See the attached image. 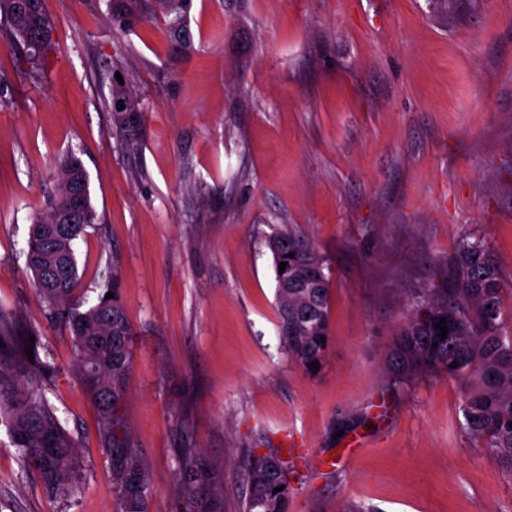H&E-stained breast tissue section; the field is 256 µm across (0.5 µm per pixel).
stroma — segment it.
Here are the masks:
<instances>
[{"instance_id": "stroma-1", "label": "stroma", "mask_w": 512, "mask_h": 512, "mask_svg": "<svg viewBox=\"0 0 512 512\" xmlns=\"http://www.w3.org/2000/svg\"><path fill=\"white\" fill-rule=\"evenodd\" d=\"M193 42L108 0H43L40 74L0 36V311L41 334L45 398L77 449L46 494L0 419V512H117L111 462L70 334L27 265L34 210L77 152L99 221L74 244L78 301L116 279L134 327L120 407L175 512L180 422L240 512L253 458L288 450V512H512V480L461 431V387L386 384L417 289L448 286L460 235L512 276V0H192ZM143 120L129 147L113 88ZM293 225L331 269L313 374L278 335L268 235ZM349 453L334 461L336 449Z\"/></svg>"}]
</instances>
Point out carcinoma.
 <instances>
[{
	"label": "carcinoma",
	"mask_w": 512,
	"mask_h": 512,
	"mask_svg": "<svg viewBox=\"0 0 512 512\" xmlns=\"http://www.w3.org/2000/svg\"><path fill=\"white\" fill-rule=\"evenodd\" d=\"M118 18H169L171 40L182 50L191 48L185 19L191 0H109ZM54 22L42 0H0V34L21 49L31 68L40 69L52 49ZM112 117L129 140L142 120L137 100L127 91L112 93ZM57 189L35 224H51L63 208L73 185L89 184L81 158L71 152L59 160ZM276 281V315L288 304V335L280 342L288 356L306 372L322 364L330 342V281L325 257L300 229L284 227L269 236ZM286 263L284 272L279 264ZM322 266L316 288H302L309 263ZM450 287L439 294L422 288L413 297V311L398 329L385 355L387 382L407 387L422 377L456 380L462 391V430L483 442L512 479V335L502 331V297L512 288L484 237L466 232L449 263ZM53 288H37L49 313L63 320L72 336L77 369L93 398L101 420L105 450L112 464V485L120 512H148L150 481L140 452L124 431L119 409L132 370V326L117 286L106 288L113 297H98L82 308L74 300L78 283L77 259L58 271ZM288 287H282L283 282ZM446 326L441 336L437 324ZM325 340H320V337ZM34 341H29V338ZM33 346V359L27 348ZM40 334L24 327L17 316L0 312V411L10 419V435L24 465L35 470L45 489L57 496L72 492L75 443L43 396L50 366L41 361ZM183 448L177 461V512H224V471L193 447V432L181 426ZM140 476L137 485L127 473ZM283 490L276 491V488ZM249 492L242 512H288L291 494L288 461L279 455L258 457L248 474Z\"/></svg>",
	"instance_id": "1"
}]
</instances>
